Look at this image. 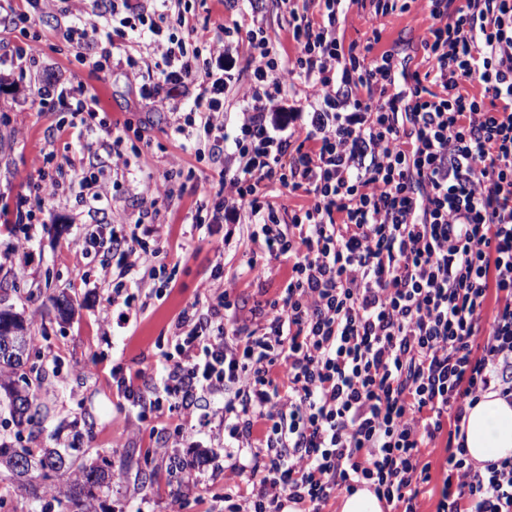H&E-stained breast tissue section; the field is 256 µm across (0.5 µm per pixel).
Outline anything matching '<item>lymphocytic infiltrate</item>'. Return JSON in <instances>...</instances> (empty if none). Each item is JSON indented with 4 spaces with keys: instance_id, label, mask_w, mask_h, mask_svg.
<instances>
[{
    "instance_id": "f902f5d3",
    "label": "lymphocytic infiltrate",
    "mask_w": 512,
    "mask_h": 512,
    "mask_svg": "<svg viewBox=\"0 0 512 512\" xmlns=\"http://www.w3.org/2000/svg\"><path fill=\"white\" fill-rule=\"evenodd\" d=\"M26 0L22 22L63 8V39L91 51L90 72L119 67L154 106L166 88L190 96L167 138L194 131L224 150L230 53L243 36L251 84L233 142L239 166L220 176L218 209L244 221L242 270L261 280L287 268L271 301L241 317L229 291L177 319L178 356L162 382L168 409L196 417L203 392L224 395V512H323L366 486L391 512H421L432 480L423 450L443 443L436 512H512V455L477 465L465 447L467 410L495 392L512 405V0H426L425 71L409 70L374 43H344L338 25L353 0H311L295 15L294 53L280 56L261 24L200 27L181 0ZM152 37L148 55L126 30ZM481 87L469 93V84ZM57 98L70 134L96 132L113 171L129 161L120 129L99 120L97 94L76 80ZM36 155L34 195L17 194L11 224L35 223L71 179ZM304 194L306 205L268 201L267 190ZM162 225H104L76 258L108 237L136 279L146 239ZM490 321H483L484 310ZM245 460H238L240 452Z\"/></svg>"
}]
</instances>
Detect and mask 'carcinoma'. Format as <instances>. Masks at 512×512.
Listing matches in <instances>:
<instances>
[{
	"label": "carcinoma",
	"instance_id": "cac0c4a2",
	"mask_svg": "<svg viewBox=\"0 0 512 512\" xmlns=\"http://www.w3.org/2000/svg\"><path fill=\"white\" fill-rule=\"evenodd\" d=\"M8 330L21 335L26 343H31L32 336L17 313L0 309V333ZM22 362L4 355L0 356V406H5L16 426H27L33 430L40 428L44 421L40 392L30 386L17 384L15 376ZM11 434L0 433V457L10 453L20 459L11 464L0 460V468L10 471L14 477L16 490L37 496V487L32 483L35 478L45 481L43 491L52 492L55 485L50 480L69 475L70 484L64 489L67 507L72 512H93V500L96 490L112 482V464L101 466L79 454V449L72 446L63 450L59 448H23L17 450L10 442Z\"/></svg>",
	"mask_w": 512,
	"mask_h": 512
}]
</instances>
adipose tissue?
I'll return each mask as SVG.
<instances>
[{
	"instance_id": "obj_1",
	"label": "adipose tissue",
	"mask_w": 512,
	"mask_h": 512,
	"mask_svg": "<svg viewBox=\"0 0 512 512\" xmlns=\"http://www.w3.org/2000/svg\"><path fill=\"white\" fill-rule=\"evenodd\" d=\"M466 448L479 462L512 455V405L489 393L469 408Z\"/></svg>"
}]
</instances>
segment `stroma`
I'll list each match as a JSON object with an SVG mask.
<instances>
[{
    "mask_svg": "<svg viewBox=\"0 0 512 512\" xmlns=\"http://www.w3.org/2000/svg\"><path fill=\"white\" fill-rule=\"evenodd\" d=\"M306 2L187 0L186 6L201 26L238 21L248 30L252 18H259L276 50L290 53L294 50L288 40L292 13L303 10ZM20 6V0H6L0 7V55L15 54L33 42L39 43L40 54L37 68L0 69V225L8 220V208L17 193L27 191L34 180L29 166L34 154L53 151L55 160L71 163L81 172L88 168L89 153L106 151L97 136L81 144L59 133V125L67 123L70 114L60 103L40 104L37 89L44 83L64 85L78 78L94 88L104 113L124 131L123 150L133 170L152 173L169 189L159 217L166 234L148 239L149 249L167 254V269L157 276L145 269L136 281H121L123 257L101 248L87 259L84 279H75L72 250L91 220L73 189L52 201L46 223L32 232L0 233V304L24 318L39 354L36 369L42 381L54 383L41 392L46 420L33 445H73L88 450L91 459L123 466V479L98 493L96 512H169V502L176 495L186 502L185 512H224V469L230 461L220 447L168 449L166 456H155L152 479L143 480V456L157 448L158 433L167 420L142 421L137 412L123 408L112 384V369L120 366L138 375L141 390L153 395L164 372L162 354L169 349L174 321L183 308L204 299L207 290L226 288L246 312L274 299L283 286L280 272L261 282L242 277L249 252L244 229L235 228L225 243L191 227L203 198L197 173L210 174L230 165L231 136L241 117L235 99L227 97L224 103V131L229 139L223 154L213 159L196 156L166 137L169 114L145 100L123 70L94 75L79 63L76 48L59 36L63 15L43 17L24 30L8 25L7 15ZM412 8L409 15L378 16L369 0H355L340 21L339 34L344 43L362 45L377 30L379 49L393 50L401 57L414 55L429 20L419 0H414ZM138 191L131 176H117L102 222L129 225L149 211V200ZM118 285L133 295V306L139 311L137 320L122 328L113 327L108 302ZM62 294L73 303V314L65 321L57 317L50 301L51 296ZM174 457L195 464L190 477L179 485L171 483L168 474Z\"/></svg>",
    "mask_w": 512,
    "mask_h": 512,
    "instance_id": "1",
    "label": "stroma"
}]
</instances>
